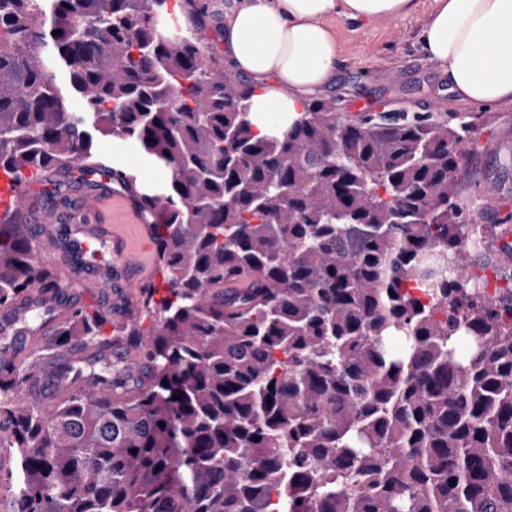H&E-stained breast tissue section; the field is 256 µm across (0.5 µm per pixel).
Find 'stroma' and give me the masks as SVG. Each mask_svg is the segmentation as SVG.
Listing matches in <instances>:
<instances>
[{"label": "stroma", "mask_w": 512, "mask_h": 512, "mask_svg": "<svg viewBox=\"0 0 512 512\" xmlns=\"http://www.w3.org/2000/svg\"><path fill=\"white\" fill-rule=\"evenodd\" d=\"M429 8L430 0H419L416 13L409 18L368 25L330 18L343 64L319 96L334 101L337 112L351 120L382 110L447 124L457 123L467 112L483 115L476 134L480 148L472 159L461 201L464 206H476L478 223H503L512 215V169L502 167L504 159L512 158V106L485 109L449 92L439 67L415 43ZM95 150L97 159L118 173L136 174L139 191H153L169 179L167 168L148 163L128 144L102 138Z\"/></svg>", "instance_id": "1"}]
</instances>
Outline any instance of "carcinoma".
<instances>
[{
  "instance_id": "carcinoma-1",
  "label": "carcinoma",
  "mask_w": 512,
  "mask_h": 512,
  "mask_svg": "<svg viewBox=\"0 0 512 512\" xmlns=\"http://www.w3.org/2000/svg\"><path fill=\"white\" fill-rule=\"evenodd\" d=\"M220 53L169 0H0V171L100 186L101 137L170 171L143 196L162 288L47 344L112 345L72 371L118 396L21 405L0 356L14 512H512V288L469 271L503 226L459 198L483 116L318 99L264 137ZM33 234L0 213V307L50 287Z\"/></svg>"
}]
</instances>
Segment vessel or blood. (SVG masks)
Wrapping results in <instances>:
<instances>
[{
  "label": "vessel or blood",
  "mask_w": 512,
  "mask_h": 512,
  "mask_svg": "<svg viewBox=\"0 0 512 512\" xmlns=\"http://www.w3.org/2000/svg\"><path fill=\"white\" fill-rule=\"evenodd\" d=\"M31 191V185L0 171V205L29 203ZM98 212V198L88 197L70 224H60L55 215L41 217L35 228L34 251L39 261L51 264L56 286L51 291H32L0 310L1 353L21 360L38 356L57 327L72 315L59 296L76 279L104 303L113 317L130 316L135 285L150 280L154 270L141 268L139 257L131 255L125 236L112 225L102 223ZM89 383V378L76 377L62 361L41 359L19 397L25 402H42L63 397Z\"/></svg>",
  "instance_id": "1"
}]
</instances>
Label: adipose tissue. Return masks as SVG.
Listing matches in <instances>:
<instances>
[{
  "mask_svg": "<svg viewBox=\"0 0 512 512\" xmlns=\"http://www.w3.org/2000/svg\"><path fill=\"white\" fill-rule=\"evenodd\" d=\"M416 8L415 0H231L218 17L220 44L234 73L255 87L248 110L259 135L284 133L308 95L334 78L342 58L329 17L374 22ZM416 40L449 92L512 104V0H433Z\"/></svg>",
  "mask_w": 512,
  "mask_h": 512,
  "instance_id": "adipose-tissue-1",
  "label": "adipose tissue"
}]
</instances>
